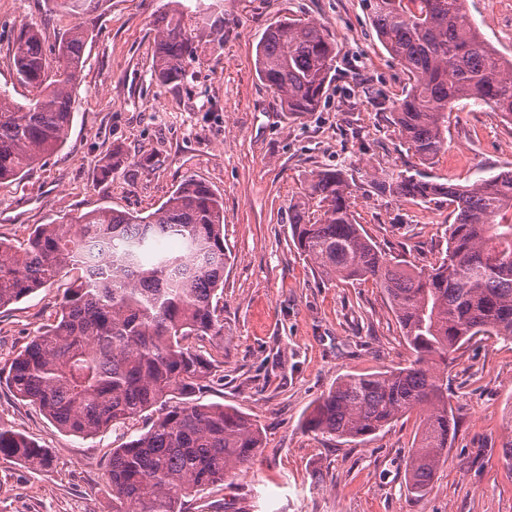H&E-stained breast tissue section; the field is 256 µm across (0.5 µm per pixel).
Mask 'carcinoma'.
<instances>
[{
    "label": "carcinoma",
    "instance_id": "1",
    "mask_svg": "<svg viewBox=\"0 0 512 512\" xmlns=\"http://www.w3.org/2000/svg\"><path fill=\"white\" fill-rule=\"evenodd\" d=\"M47 2L78 20L102 0ZM466 2L363 0L378 40L410 75L391 114L422 166L447 149L448 109L456 102L483 103L512 119V60L502 62L468 21ZM186 17L178 8L162 17L152 73L160 84L182 83L198 57L199 32L209 21ZM88 40L79 22L50 54L35 27L15 38L16 79L32 97L20 103L0 90V183L21 178L62 146ZM337 51L323 25L280 20L257 47L256 73L278 93L282 111L315 112ZM381 189L412 201L448 199L453 222L435 263L411 269L387 258L357 223L353 185L339 170H321L308 182L291 236L327 279H371L383 289L414 360L338 378L306 427L364 440L419 412L407 484L421 497L448 455L453 353L477 336L512 339V170L466 186L404 170ZM225 259L224 200L194 179L144 216L98 208L76 224H38L23 242L0 239V309L80 271L55 323L11 361L15 395L83 437L158 412L144 432L112 449V512H180L182 497L247 471L264 451L261 429L245 413L188 398L210 361L184 340L224 344L218 302ZM0 459L36 471L53 464L48 449L2 425Z\"/></svg>",
    "mask_w": 512,
    "mask_h": 512
}]
</instances>
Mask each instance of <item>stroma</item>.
I'll return each mask as SVG.
<instances>
[{"label": "stroma", "mask_w": 512, "mask_h": 512, "mask_svg": "<svg viewBox=\"0 0 512 512\" xmlns=\"http://www.w3.org/2000/svg\"><path fill=\"white\" fill-rule=\"evenodd\" d=\"M171 0H104L84 16L85 63L63 146L21 179L0 184V238L70 223L109 207L148 214L184 180L224 198V344L190 339L213 364L194 400L224 404L262 428L265 451L248 471L187 498L184 512H512V341L479 337L448 371L455 430L425 497L405 479L419 431L407 414L365 442L321 436L304 419L336 378L406 366L413 354L388 298L372 281H330L291 241L290 224L312 175L342 170L354 184L355 218L388 256L418 268L447 247L448 204H416L378 189L413 164L390 108L410 84L378 41L362 0H205L218 31L178 85L152 77L155 38ZM468 17L512 58V22L491 0H468ZM284 18L314 20L339 51L320 111L280 109L255 71L257 45ZM75 20L45 0H0V88L16 100L11 44L38 27L46 48ZM120 155L112 176L103 171ZM512 170V120L462 100L448 114V148L430 172L469 184ZM69 283L61 278L0 310V424L50 449V471L0 460V512H112L106 468L113 448L142 433L145 417L81 438L60 430L11 391L5 371L51 325Z\"/></svg>", "instance_id": "obj_1"}]
</instances>
